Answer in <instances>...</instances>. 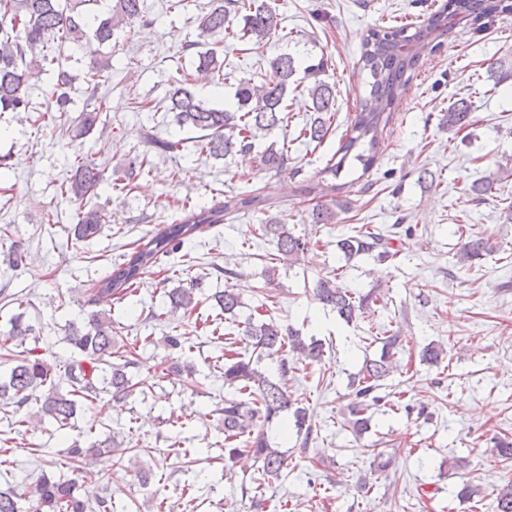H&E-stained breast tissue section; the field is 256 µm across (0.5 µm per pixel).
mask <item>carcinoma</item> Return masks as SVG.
<instances>
[{
    "instance_id": "carcinoma-1",
    "label": "carcinoma",
    "mask_w": 512,
    "mask_h": 512,
    "mask_svg": "<svg viewBox=\"0 0 512 512\" xmlns=\"http://www.w3.org/2000/svg\"><path fill=\"white\" fill-rule=\"evenodd\" d=\"M428 18L420 27L405 23L394 27L367 30L361 43V62L368 71L370 87L360 100L351 128L341 139L336 155L319 173L315 186L304 189L330 198L311 212L316 224H333L337 210L348 206L336 201V195L345 192L348 183L336 184L349 160L361 165L362 173L372 168L382 128L386 126L395 103L405 92L407 73L419 65L420 54L415 46L431 51L439 48L452 29L451 17L463 12L478 32L495 21L499 14L512 9L506 0H451ZM237 12V0H213L208 11L196 17L197 29L203 42H190L183 51L192 52L195 74L176 70L170 79V90L161 100L134 101L138 112H163L172 124L181 129L199 132L195 137L197 150L216 160L229 155L246 156L255 142L276 129L288 127V94L301 89L312 103V115L300 134L312 142L322 143L331 133L336 92L334 84L325 79L327 60L321 58L306 66L288 53L269 62V71L261 81L242 77L237 79L234 102L224 108L211 107L200 98L195 82L204 78L217 88L235 71H224V48L230 42L245 41L255 47L279 35L284 30L276 8L268 0H249L243 26L236 29L231 15ZM146 21L144 0H0V113H30L35 111L29 90L32 83L53 67L56 81L49 90L45 111L37 120L50 119L66 126V133L77 139L86 138L94 131L99 112L105 105L103 71L112 67L93 56L85 74V104L72 122L65 115L74 104V77L64 64L71 60L69 47L81 48L89 39L98 45L112 42L114 30L121 25ZM303 76H298V72ZM472 105L465 99L453 103L441 114L439 125L460 132L471 125ZM148 143L163 152L183 147L184 140L173 141L160 137L154 130L144 132ZM284 151L269 146L261 157L269 169L283 167ZM103 180V171L92 160L81 159L72 178L61 186V196L75 204L74 224L70 228L73 241L80 243L95 237L105 223L100 211L88 209L85 201L97 193ZM265 199L256 191H230L224 200L210 207L182 206L181 216L148 238L135 242L131 254L123 262L112 265L92 290L91 302L100 297L122 301L135 293V285L165 259L178 253L197 233L215 224L235 218L241 212L264 211ZM262 235L276 242V250L285 258L304 254L314 249L315 242L297 237L287 225L276 218L261 221ZM336 247L347 258L368 255L379 262L392 261L397 253L389 250L386 236L367 225L356 227L353 233L336 241ZM497 251V244L477 235L462 243L458 262L472 265L474 261ZM9 267L27 265L28 252L13 241L4 254ZM343 273L320 278L315 285V297L320 303L336 310L338 316L350 323L357 320L376 304L378 297L372 291L362 293L342 283ZM220 314L237 317L243 307L240 292L228 285L213 294ZM171 309L189 312L194 309L195 288H173L168 292ZM34 335L23 314L11 319V328L0 340V349L14 356V365L8 377L0 379V404L19 411L30 402L39 405V421L48 418L57 429L75 426L77 415L96 403L101 394L125 398L136 388L132 370L139 366L136 348L129 346L112 327V320L102 312H92L86 321L65 328V341L75 354H87L90 360H73L65 368L69 389L61 391L53 381L54 368L33 347L12 354L11 346H20ZM371 343L381 344V353L375 359L367 358L359 372L349 378V428L359 438L368 430L369 410L385 406V397L378 394L384 382L399 367L398 355L404 351L403 338L395 331L383 337L374 336ZM318 361L323 357V344L314 337H305L292 326H282L270 320L248 317L242 323V338L229 342L217 365L224 377V387L231 390L224 397V455L234 458L249 453L262 462L261 476L252 481L251 507L264 502L270 481L281 477L287 468V457L271 446L267 427L284 412H292L297 431L304 432L303 445L311 441V426L306 424V411L294 406L288 395L284 378L292 371V354ZM275 355L278 358L281 380L274 381L257 366V360ZM444 359V349L429 343L421 351L420 362L438 366ZM115 438L108 436L90 448L73 444L67 448L71 462L80 463L86 457L115 449ZM29 507L12 486L0 487V512H112V499L103 488L81 493L73 479L41 471L28 497ZM494 512H512V483L499 489Z\"/></svg>"
}]
</instances>
